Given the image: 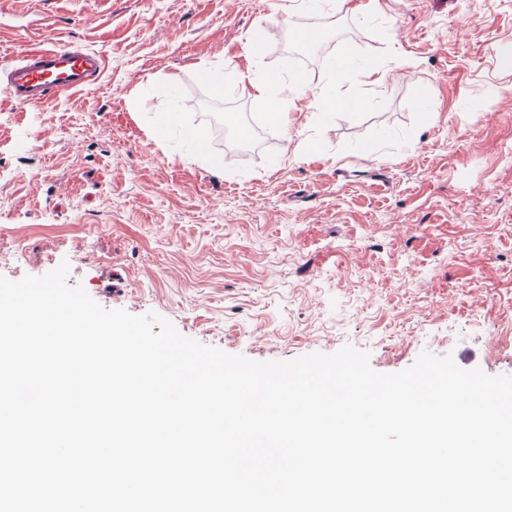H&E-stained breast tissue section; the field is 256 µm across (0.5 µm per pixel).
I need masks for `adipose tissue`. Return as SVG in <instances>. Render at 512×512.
Returning a JSON list of instances; mask_svg holds the SVG:
<instances>
[{
  "label": "adipose tissue",
  "instance_id": "1",
  "mask_svg": "<svg viewBox=\"0 0 512 512\" xmlns=\"http://www.w3.org/2000/svg\"><path fill=\"white\" fill-rule=\"evenodd\" d=\"M341 63L330 72L331 81L323 85L315 95V105L319 111L335 112L344 109H358L365 101L360 97H342L337 95L334 80L344 78L351 70V57L342 54ZM236 79L242 90L247 91L252 103L260 108L267 121L276 127L287 128L288 112L294 99L299 96L304 81L295 76L289 79L277 74L255 76L253 72L237 73Z\"/></svg>",
  "mask_w": 512,
  "mask_h": 512
}]
</instances>
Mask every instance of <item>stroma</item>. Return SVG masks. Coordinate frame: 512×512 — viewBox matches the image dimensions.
I'll return each mask as SVG.
<instances>
[{
  "mask_svg": "<svg viewBox=\"0 0 512 512\" xmlns=\"http://www.w3.org/2000/svg\"><path fill=\"white\" fill-rule=\"evenodd\" d=\"M353 2L302 45L297 0H0V70L39 28L107 64L92 94H0V276L68 264L102 307L254 361L349 344L380 373L428 351L512 375V0ZM345 47L384 79L343 82L366 107L321 113ZM246 69L305 78L287 131L235 85ZM230 119L266 137L247 154L210 137L217 171L182 129Z\"/></svg>",
  "mask_w": 512,
  "mask_h": 512,
  "instance_id": "obj_1",
  "label": "stroma"
}]
</instances>
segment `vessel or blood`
Returning <instances> with one entry per match:
<instances>
[{"mask_svg": "<svg viewBox=\"0 0 512 512\" xmlns=\"http://www.w3.org/2000/svg\"><path fill=\"white\" fill-rule=\"evenodd\" d=\"M105 70L100 53L56 45L41 35L23 47L0 91L16 105L38 107L64 92H93Z\"/></svg>", "mask_w": 512, "mask_h": 512, "instance_id": "1", "label": "vessel or blood"}]
</instances>
